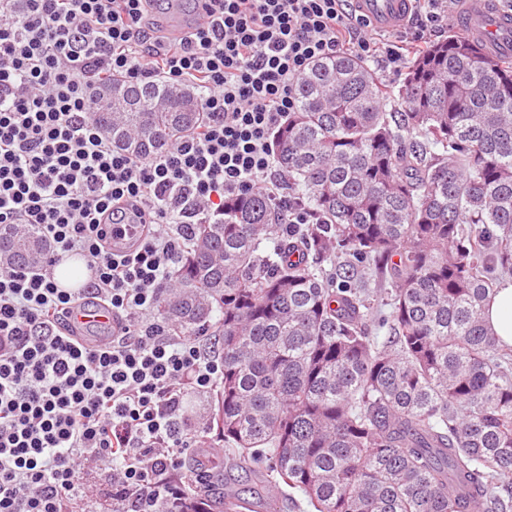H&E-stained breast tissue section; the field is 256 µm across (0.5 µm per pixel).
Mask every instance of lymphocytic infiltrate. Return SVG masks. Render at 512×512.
Wrapping results in <instances>:
<instances>
[{"mask_svg":"<svg viewBox=\"0 0 512 512\" xmlns=\"http://www.w3.org/2000/svg\"><path fill=\"white\" fill-rule=\"evenodd\" d=\"M145 0H0V224L35 228L46 260L0 263V512H93L90 463L111 465L112 512L181 502L195 450L187 400L221 385L203 339L156 315L194 225L223 218L227 197L273 201L287 232L315 215L276 164L272 137L316 60L346 51L384 69L448 31L457 0H414L409 24L372 28L351 0H211L208 17L164 46ZM191 79L203 119L163 153L112 149L88 112L97 79ZM97 269L81 298L57 288L58 254ZM112 312L91 342L77 300Z\"/></svg>","mask_w":512,"mask_h":512,"instance_id":"obj_1","label":"lymphocytic infiltrate"}]
</instances>
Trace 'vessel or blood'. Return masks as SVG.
<instances>
[{
    "label": "vessel or blood",
    "mask_w": 512,
    "mask_h": 512,
    "mask_svg": "<svg viewBox=\"0 0 512 512\" xmlns=\"http://www.w3.org/2000/svg\"><path fill=\"white\" fill-rule=\"evenodd\" d=\"M461 31L468 41L512 57V12L496 7L495 0H462ZM355 9L379 31L402 29L409 17L412 0H354Z\"/></svg>",
    "instance_id": "1"
}]
</instances>
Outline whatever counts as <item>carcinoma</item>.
<instances>
[{
  "mask_svg": "<svg viewBox=\"0 0 512 512\" xmlns=\"http://www.w3.org/2000/svg\"><path fill=\"white\" fill-rule=\"evenodd\" d=\"M294 95L276 162L318 223L291 236L272 202L230 198L158 299L163 321L215 337L224 383L203 430L310 512H512V346L483 318L512 276V61L450 34L392 89L343 53ZM88 109L142 158L202 105L188 83L116 76ZM48 252L0 226L5 263ZM194 471L168 512H257L209 461Z\"/></svg>",
  "mask_w": 512,
  "mask_h": 512,
  "instance_id": "obj_1",
  "label": "carcinoma"
}]
</instances>
